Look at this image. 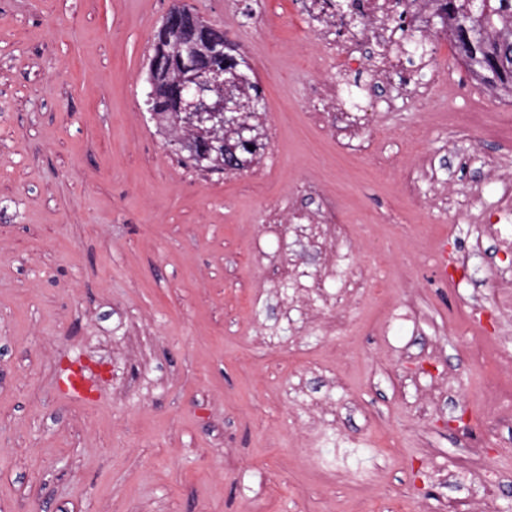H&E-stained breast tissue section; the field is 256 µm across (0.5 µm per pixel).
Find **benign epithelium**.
I'll list each match as a JSON object with an SVG mask.
<instances>
[{
	"mask_svg": "<svg viewBox=\"0 0 512 512\" xmlns=\"http://www.w3.org/2000/svg\"><path fill=\"white\" fill-rule=\"evenodd\" d=\"M183 15L182 0H172L162 23L166 54L187 61L193 69L196 62L207 57L219 58L224 55V49L232 47L228 39L215 41L209 38V24L200 18L189 27L180 25ZM146 81L150 119L164 129L170 125L185 128V134L169 138V146L175 154L189 157L196 168L205 172L242 171L251 165L244 149L253 146L250 154L255 156L263 148L265 131L258 125L243 122L244 113L238 111L237 102L211 108L202 98L200 87L193 85L192 77L188 76L179 79L180 101L167 122L152 104L159 85L171 84L169 75L153 62L149 65Z\"/></svg>",
	"mask_w": 512,
	"mask_h": 512,
	"instance_id": "benign-epithelium-1",
	"label": "benign epithelium"
}]
</instances>
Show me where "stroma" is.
I'll return each instance as SVG.
<instances>
[{
  "instance_id": "35a3bbf8",
  "label": "stroma",
  "mask_w": 512,
  "mask_h": 512,
  "mask_svg": "<svg viewBox=\"0 0 512 512\" xmlns=\"http://www.w3.org/2000/svg\"><path fill=\"white\" fill-rule=\"evenodd\" d=\"M260 88L266 146L205 174L146 114L171 0H0V512H415L512 475V422L483 434L512 342V123L438 26L375 79L302 0H187ZM448 242V277L430 250ZM83 366L91 393L58 391ZM470 351L476 357L484 360H492L501 371L498 378L490 385L484 400L485 409L493 418H507L510 420V409L503 405V394L506 391L512 393V373L502 371L504 365L512 364L511 346H505L495 338L476 334L472 336ZM475 459H463L455 466V476L461 482H467L471 473H479L485 480L488 477L486 457L476 452Z\"/></svg>"
}]
</instances>
